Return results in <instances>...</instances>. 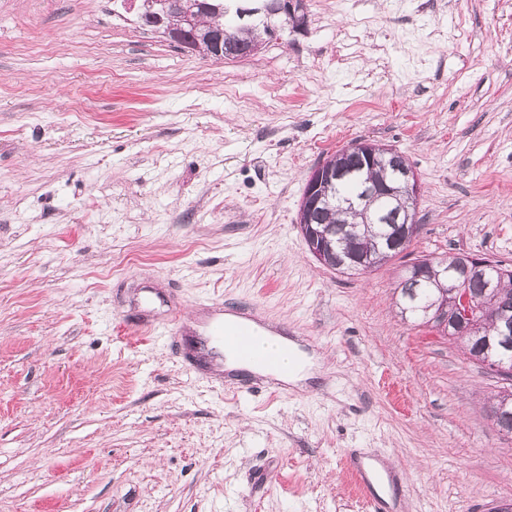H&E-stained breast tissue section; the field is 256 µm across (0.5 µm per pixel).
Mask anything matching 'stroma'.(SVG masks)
Returning a JSON list of instances; mask_svg holds the SVG:
<instances>
[{"label":"stroma","mask_w":512,"mask_h":512,"mask_svg":"<svg viewBox=\"0 0 512 512\" xmlns=\"http://www.w3.org/2000/svg\"><path fill=\"white\" fill-rule=\"evenodd\" d=\"M402 152L419 234L345 275L298 225L352 140ZM512 261V0H307L212 62L118 0H0V512H393L512 501L497 378L403 321L414 259ZM288 331L329 370L272 397L173 355L172 310ZM307 4L304 0H274L271 7L264 6L261 12L269 20L270 31H273L271 20H276L280 30L291 27L292 31H304L307 17ZM346 153L347 151H337L336 154L328 157L309 172L303 190L302 206L307 201H315V203L327 201L331 184L352 173L347 171L343 164V154ZM352 469L355 472L358 481L362 487V489L365 491L369 505H370V511L372 512H388L389 508L385 500L376 494L373 490V484L376 481L380 480V475L377 473H373L368 475L362 465L359 464H351Z\"/></svg>","instance_id":"obj_1"}]
</instances>
